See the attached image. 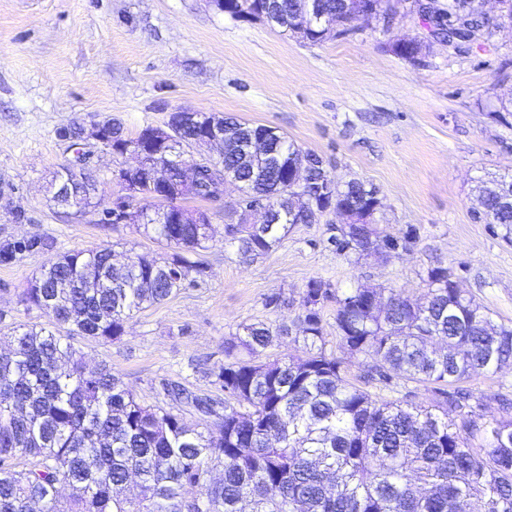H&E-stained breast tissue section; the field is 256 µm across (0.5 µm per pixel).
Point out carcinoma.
<instances>
[{
	"instance_id": "obj_1",
	"label": "carcinoma",
	"mask_w": 512,
	"mask_h": 512,
	"mask_svg": "<svg viewBox=\"0 0 512 512\" xmlns=\"http://www.w3.org/2000/svg\"><path fill=\"white\" fill-rule=\"evenodd\" d=\"M260 18L266 0H228ZM448 0V10H420L431 32L452 44L467 41L488 21ZM288 30L311 42L341 34L340 27L388 16L390 0H321L333 31L303 21L302 0H276ZM230 134L219 166L243 192L274 205L285 192L288 165L314 153L284 141L269 158L246 153L263 125L224 118ZM112 151L133 139L110 122ZM485 183L478 197L488 224L512 226V201L499 185ZM375 188L351 181L314 203L336 208L368 203ZM173 205L160 217L143 212L151 230L172 253L162 259L128 256L114 266L112 247L77 249L47 259L26 289L29 304L67 327L66 334L19 326L10 350L0 355V512H512V417L483 420L484 400L463 386L478 371L495 372L512 360V327L496 325L473 298L452 287L446 268H432L426 291L410 299L359 286L336 295V330L348 353L372 359L364 382L394 379L437 385L430 407L387 401L351 383L343 364L325 354L319 304L330 284L310 280L301 297L298 335L286 325L242 327L228 342L258 355L283 336H294L305 357L256 363L237 359L213 372L234 403L219 402L176 385H164L174 401L206 417L203 430L180 414L137 401L123 378L105 363L92 368L76 356V336L112 341L136 312L160 304L203 273L185 253L206 248L198 224H179ZM310 211L286 212L277 224L255 232L228 224L227 241L244 256L275 248ZM342 248L376 255L381 242L363 215L342 229ZM51 241L33 238L0 246V262L22 252L48 253ZM221 468L218 477L215 468Z\"/></svg>"
}]
</instances>
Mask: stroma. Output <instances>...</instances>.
<instances>
[{
	"mask_svg": "<svg viewBox=\"0 0 512 512\" xmlns=\"http://www.w3.org/2000/svg\"><path fill=\"white\" fill-rule=\"evenodd\" d=\"M489 22L464 42L434 39L414 0L390 21L360 19L320 43L261 20L235 19L212 0H0V245L32 237L55 254L111 245L114 261L168 248L133 224H101L95 214L65 216L46 185L72 159L63 128L112 119L126 136L161 126L178 109L224 113L285 132L319 155L337 184L376 187L375 224L400 247L358 257L332 245L345 218L330 212L292 225L268 254L240 256L224 235V213L239 193L209 207L214 237L196 254L204 272L170 299L137 312L111 342L75 337L92 364H108L144 404L163 403L168 379L216 400L211 373L242 325H292L309 280L344 292L391 288L411 298L428 270L448 269L494 322L512 325V229L478 219L482 180L512 173V23L498 0H472ZM420 43L417 59L398 43ZM87 167L101 199L119 189L122 162L87 141ZM45 257L22 252L0 264V351L6 330L56 325L24 291ZM281 298L267 305L269 296ZM325 352L359 381L368 364L340 346L336 302L321 305ZM486 397L483 414L503 417L493 396L512 397V363L467 382Z\"/></svg>",
	"mask_w": 512,
	"mask_h": 512,
	"instance_id": "obj_1",
	"label": "stroma"
}]
</instances>
